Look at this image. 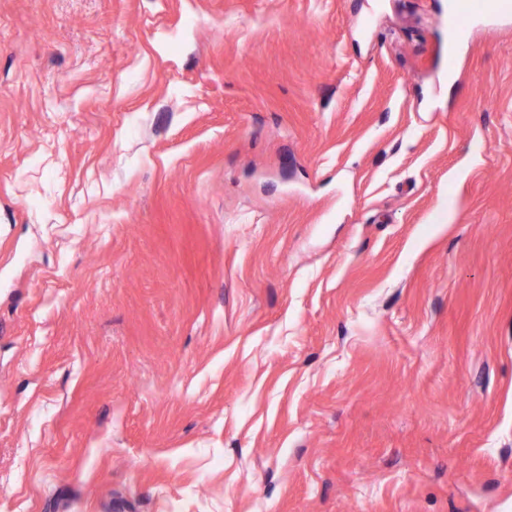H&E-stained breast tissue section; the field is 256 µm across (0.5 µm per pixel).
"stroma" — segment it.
Instances as JSON below:
<instances>
[{
	"label": "stroma",
	"instance_id": "stroma-1",
	"mask_svg": "<svg viewBox=\"0 0 512 512\" xmlns=\"http://www.w3.org/2000/svg\"><path fill=\"white\" fill-rule=\"evenodd\" d=\"M441 2L0 0V512H512V26ZM465 18V21H463ZM484 20L486 22H509L511 14L504 16L502 7L497 4L490 8L488 5L473 8L466 0H457L453 6L448 9V13L443 18V24L447 26L448 31L459 32L470 27L475 21Z\"/></svg>",
	"mask_w": 512,
	"mask_h": 512
}]
</instances>
